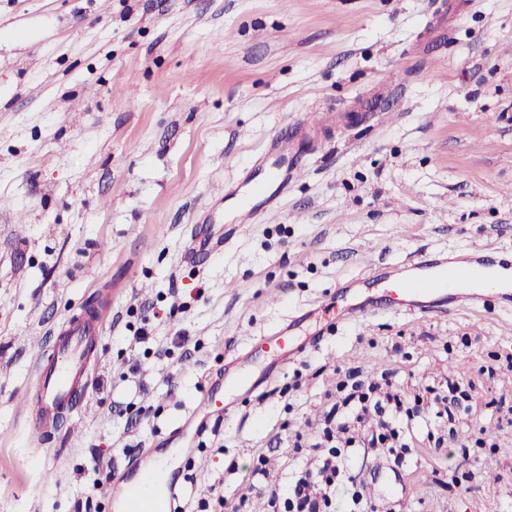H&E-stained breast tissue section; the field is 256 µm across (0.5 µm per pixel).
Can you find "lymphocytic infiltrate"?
Returning a JSON list of instances; mask_svg holds the SVG:
<instances>
[{
	"instance_id": "lymphocytic-infiltrate-1",
	"label": "lymphocytic infiltrate",
	"mask_w": 512,
	"mask_h": 512,
	"mask_svg": "<svg viewBox=\"0 0 512 512\" xmlns=\"http://www.w3.org/2000/svg\"><path fill=\"white\" fill-rule=\"evenodd\" d=\"M335 390L336 399L324 411L316 436H294L295 448L315 451L314 465L296 472L286 490L270 491L269 512H336L342 490L347 493L348 512H369L362 487L352 484L347 474L349 449L366 444L404 457L410 451L406 436L413 421L426 412L448 416L449 397L458 388L407 397L393 390L389 378L368 379L350 370Z\"/></svg>"
}]
</instances>
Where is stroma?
<instances>
[{"label": "stroma", "mask_w": 512, "mask_h": 512, "mask_svg": "<svg viewBox=\"0 0 512 512\" xmlns=\"http://www.w3.org/2000/svg\"><path fill=\"white\" fill-rule=\"evenodd\" d=\"M507 43L512 0H0V512H122L114 479L162 459L190 503L246 492L266 512L310 463L290 434L338 368L408 394L473 386L454 421L414 423L402 462L349 452L377 512H512V371H484L512 353V312L311 319L319 346L271 379L241 357L365 261L512 250ZM286 118L310 130L279 207L183 261L190 229L224 233L271 180ZM87 313V400L73 433L38 439L36 354ZM236 356L261 386L189 425L206 458L189 468L170 433ZM452 426L488 448L464 458Z\"/></svg>", "instance_id": "obj_1"}]
</instances>
